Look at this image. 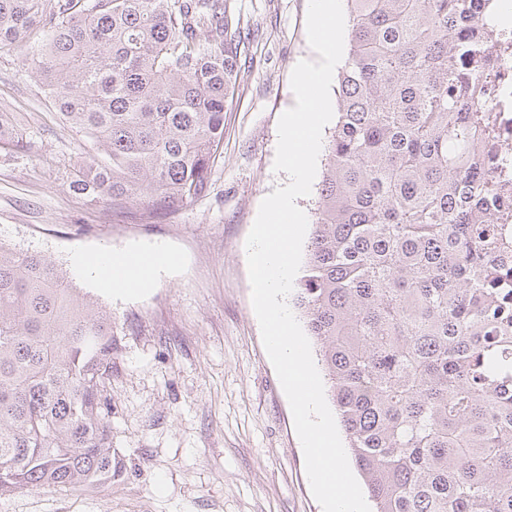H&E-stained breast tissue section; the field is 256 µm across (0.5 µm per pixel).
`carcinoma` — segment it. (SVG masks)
Segmentation results:
<instances>
[{"instance_id": "1", "label": "carcinoma", "mask_w": 512, "mask_h": 512, "mask_svg": "<svg viewBox=\"0 0 512 512\" xmlns=\"http://www.w3.org/2000/svg\"><path fill=\"white\" fill-rule=\"evenodd\" d=\"M296 304L374 512H512V224L470 65L496 0H346ZM97 154L70 187L157 221L206 191L239 84L232 0H0V48ZM0 112V149L18 143ZM112 313L0 244V497L112 482ZM336 125V121H333L329 123L325 128L323 132V138H322V149L318 157V168H317V174L315 177V180L312 185V190L310 195L306 196L302 200L299 201V205L303 209V211L306 213L308 217V222H310L311 219V211L312 209L316 208V202L318 201V184L320 183L322 179V172H323V158L325 154V148L328 145V142L330 140V137L332 135L333 129Z\"/></svg>"}]
</instances>
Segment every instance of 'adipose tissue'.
<instances>
[{"instance_id": "obj_1", "label": "adipose tissue", "mask_w": 512, "mask_h": 512, "mask_svg": "<svg viewBox=\"0 0 512 512\" xmlns=\"http://www.w3.org/2000/svg\"><path fill=\"white\" fill-rule=\"evenodd\" d=\"M168 259V254L159 252L124 255L99 252L77 255L75 263L80 270L110 281L114 290L129 293L140 288L148 273Z\"/></svg>"}]
</instances>
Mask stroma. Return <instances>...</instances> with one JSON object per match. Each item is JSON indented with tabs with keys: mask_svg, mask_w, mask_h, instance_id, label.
<instances>
[{
	"mask_svg": "<svg viewBox=\"0 0 512 512\" xmlns=\"http://www.w3.org/2000/svg\"><path fill=\"white\" fill-rule=\"evenodd\" d=\"M245 31L240 85L205 196L154 223L70 188L86 141L64 128L22 64L0 49V112L22 145L0 151V244L51 254L112 312V481L93 490L23 489L0 512H322L289 402L251 303L245 241L273 170L290 75L313 58L308 0H234ZM160 248L173 268L119 296L75 253Z\"/></svg>",
	"mask_w": 512,
	"mask_h": 512,
	"instance_id": "obj_1",
	"label": "stroma"
}]
</instances>
